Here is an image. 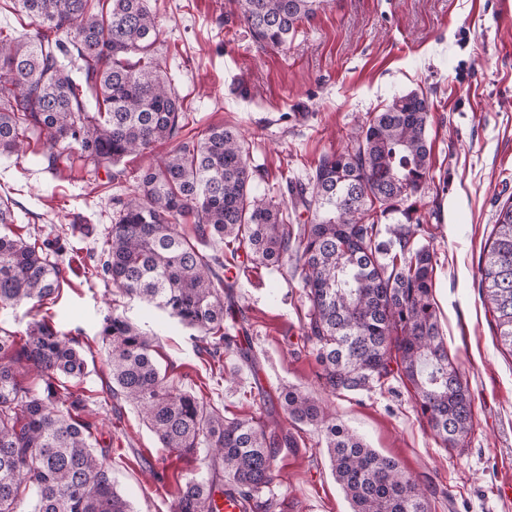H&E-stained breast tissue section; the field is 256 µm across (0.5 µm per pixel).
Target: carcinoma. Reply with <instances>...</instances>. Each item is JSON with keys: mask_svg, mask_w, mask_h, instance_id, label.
I'll use <instances>...</instances> for the list:
<instances>
[{"mask_svg": "<svg viewBox=\"0 0 512 512\" xmlns=\"http://www.w3.org/2000/svg\"><path fill=\"white\" fill-rule=\"evenodd\" d=\"M13 2L35 29L23 40L0 35V155L23 156L36 137L46 170L68 150L113 182L124 157L175 143L115 198L95 276L211 338V356L235 347L254 364L242 309L221 295L233 287L224 281V257L198 251L179 224L190 219L200 237L229 241L234 260L292 262L301 269L304 342L321 391L369 392L404 379L434 436L447 448L465 447L473 399L434 306L436 255L427 229L401 208L430 180L426 95L394 98L344 151L324 155L308 183L289 186L291 208L313 215L294 226L282 203L255 192L262 175L239 131L184 134L188 115L158 53L161 30L148 0H111L104 17L91 0ZM320 4L242 0L243 19L260 42L283 48ZM395 213L406 221L381 223ZM479 273L499 340L512 352V202L499 211ZM63 284L46 246L0 233L1 304H41ZM101 335L112 394L140 409L162 447L203 450L206 474L185 478L171 512H224L226 496L243 512H273L266 490L274 461L279 449L299 447L295 434L254 416L228 418L170 383L154 357L155 337L126 318L107 317ZM85 374L76 342L52 323L37 322L21 338L0 329V512H134L93 450V400L54 384ZM277 399L293 426L320 433L351 512H427L428 487L337 423L325 399L293 386Z\"/></svg>", "mask_w": 512, "mask_h": 512, "instance_id": "1", "label": "carcinoma"}]
</instances>
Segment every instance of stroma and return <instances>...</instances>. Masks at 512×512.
Wrapping results in <instances>:
<instances>
[{
    "label": "stroma",
    "instance_id": "stroma-1",
    "mask_svg": "<svg viewBox=\"0 0 512 512\" xmlns=\"http://www.w3.org/2000/svg\"><path fill=\"white\" fill-rule=\"evenodd\" d=\"M502 2L323 0L292 42L274 49L245 26L241 0H148L185 98L188 132L235 127L278 202L289 203L287 183L306 182L323 155L343 150L394 97L417 91L432 102V179L411 213L432 233L433 297L448 350L468 377L473 430L464 451L444 448L410 385L397 378L328 400L337 422L432 487L428 512H512V355L498 342L478 274L498 213L512 200V9ZM172 148L158 142L124 158V176L113 182L76 159L50 172L32 154L0 155L12 231L61 248L65 279L43 305L0 304V328L21 336L47 320L76 339L87 363L82 385L101 403L90 417L94 451L135 512H170L179 484L201 464L161 447L140 410L112 395L105 317L118 313L155 333V358L169 381L228 417L282 418L279 406L262 407L261 392L316 389L319 371L304 346L297 272L260 267L235 282L254 366L233 351L213 360L191 329L93 276L113 197ZM318 440L306 427L298 447L280 449L275 512H350Z\"/></svg>",
    "mask_w": 512,
    "mask_h": 512
}]
</instances>
